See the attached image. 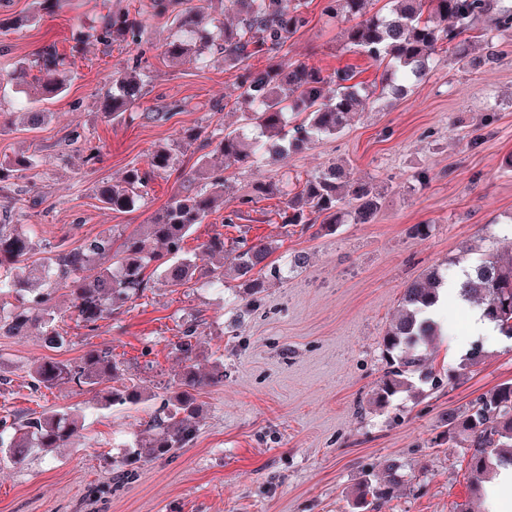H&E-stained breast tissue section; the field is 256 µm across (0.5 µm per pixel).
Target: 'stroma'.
Instances as JSON below:
<instances>
[{
    "label": "stroma",
    "mask_w": 512,
    "mask_h": 512,
    "mask_svg": "<svg viewBox=\"0 0 512 512\" xmlns=\"http://www.w3.org/2000/svg\"><path fill=\"white\" fill-rule=\"evenodd\" d=\"M147 2L62 0L39 22L0 33V74L50 44L71 52L74 25H94L107 11ZM326 5L309 0L310 22L287 54L261 52L251 63L257 69L306 63L329 73L355 67L369 92L362 112L340 134L312 142L284 164L240 166L193 148L182 155L185 168L204 158L223 169L230 187L223 207L194 227L186 251L207 269L219 261L200 246L214 234L266 241L277 275L263 273L265 288L255 299L230 277L216 288L197 281L169 287L155 274L143 296L93 330L77 322L60 290L51 304L70 340L66 349L44 347L35 329L0 336V414L69 406L84 424L72 447L50 456L37 451L22 465L0 469V512H485L471 491L466 451L443 437L442 417L512 379V345L485 343L484 364L460 370L448 344L464 335L467 312L443 305L434 336L421 348L446 384L433 389L413 378L383 408L375 407L373 393L387 370L383 338L405 285L435 268L472 263L476 254L512 249V39L489 46L475 37L474 54L494 52L495 63L473 74L440 58L397 96L381 91V67L346 50L345 25ZM171 33L169 19H150L155 49L146 55L141 105L185 104L164 125H116L98 112L111 74L136 55L133 46L81 45L72 53L66 94L43 102L49 116L39 128L24 124L14 110L17 93L7 91L0 111L10 123L0 132V161L36 154L40 176L0 194V212L29 225L35 238L71 249L117 225L133 230L170 201L179 188L172 176L154 177L144 203L123 213L104 208L96 190L131 164L147 167L152 150L182 129L201 125L218 134L243 123L234 70L220 59L203 69L168 61L158 46ZM91 147L101 154L93 164L85 160ZM334 165L377 187L372 223L349 222L332 235L285 227L278 217L282 197L264 196L254 220L223 226L238 197L257 186L295 185ZM423 173L428 182L420 181ZM425 223L431 233L415 236L412 226ZM190 319L198 326L199 370L223 359L224 382L197 393L192 445L116 482L113 458L147 435L150 417L162 412L181 366L179 326ZM91 349L123 359L126 379L144 390L146 401L101 410L92 391L31 389L36 360L73 363ZM388 460L401 466L404 483L391 497L356 508L364 474L381 476Z\"/></svg>",
    "instance_id": "stroma-1"
}]
</instances>
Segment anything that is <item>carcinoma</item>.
I'll return each mask as SVG.
<instances>
[{"instance_id": "1", "label": "carcinoma", "mask_w": 512, "mask_h": 512, "mask_svg": "<svg viewBox=\"0 0 512 512\" xmlns=\"http://www.w3.org/2000/svg\"><path fill=\"white\" fill-rule=\"evenodd\" d=\"M237 11L238 22L225 25L206 12V0H149L144 14L104 15L98 26H81L76 31L78 45L94 40L110 46L126 43L139 48L126 66L112 73V88L101 98L100 114L119 124L137 118L164 124L170 119L171 106L149 112L134 111L143 96L142 49L145 16H169L175 33L162 45L161 54L172 62L208 65L220 56L237 67L239 98L245 104L246 125L216 136L207 128L186 129L170 143L157 147L149 157L152 173L172 174L178 170L184 147L198 144L213 148L224 159L249 165L269 154L285 161L291 152L315 138L336 136L351 121L362 105L363 83L355 81L354 71L346 66L331 73L314 65L299 63L283 69L271 64L262 70L248 60L266 50L278 55L288 50V41L309 23L307 0H225ZM368 0H329L328 10L342 17L348 26L344 42L348 50L366 56L384 66L382 87L401 90L397 81L408 75L426 72L429 59L439 51L467 71H477L494 62V53L474 56L465 35L481 29L488 40L512 36V8H497L493 0H390L389 13L367 10ZM40 77H31L32 68ZM68 61L55 45L42 49L31 62H20L10 82L18 89L34 88L33 99L26 102L25 116L33 126L45 113L38 103L58 98L68 89ZM38 159L21 154L0 162V192H7L23 178L36 179ZM150 173V174H152ZM150 174L132 165L119 179L103 182L97 198L112 211H127L147 195ZM228 190L224 171L204 163L180 177L179 189L171 200L151 218L145 229L136 228L118 235L101 233L79 247L63 249L59 245L34 240L23 224L10 223L8 212L0 214V294L13 296L20 305L7 311L0 306V331L23 334L32 321L40 323L45 346L61 350L68 345L64 332L49 306L58 289L69 293L76 319L89 329L112 317L127 303L150 288L145 270H155L170 286H181L192 279L212 276L224 279V267L199 269L196 259L185 251L184 243L195 225L202 224L224 202ZM281 195L285 205L279 212L281 224H320L319 231L331 234L349 220L356 224L372 221L380 207L379 194L369 182H352L339 168L308 177L292 193L284 185L265 184L252 195L239 197L237 208L224 216V226L234 227L242 219V207L250 206L257 196ZM159 242L164 252L150 251L146 239ZM211 255L228 254L238 279H245L252 294L263 291L264 282L253 278V271L271 254L265 242H248L241 237L231 249H224V237L216 235L201 244ZM43 254L30 261L33 254ZM109 255L112 267L97 266L98 258ZM444 284L436 269L408 283L401 295L402 313L383 339L389 359V371L380 380L375 402L381 407L410 387L413 375L429 379L426 358L418 341L427 335L433 323L428 313L437 304ZM463 297L486 311L499 334L512 339V249L484 255L467 275ZM197 325L182 324L179 351L181 369L174 375V391L165 398L166 415L155 420L154 430L139 440L134 450L112 462V470L122 478L134 474L140 463L167 455L174 448H185L197 433L195 394L204 387L224 383V361L217 359L212 370L202 374L194 364L192 339ZM124 364L110 351L91 349L80 361L65 363L52 358L34 364L31 388L38 391L70 385L93 389L109 377L121 380ZM146 396L135 384L109 387L99 399V408L138 405ZM82 415L71 407H58L29 413L19 419L0 418V465H19L34 450L45 454L70 445L81 427ZM444 434L466 448L472 491H482L486 476L501 466L512 465V382H504L482 393L461 414L452 410L445 420ZM403 482L398 466H384V483L374 486L365 479L356 505L370 494L382 498Z\"/></svg>"}]
</instances>
